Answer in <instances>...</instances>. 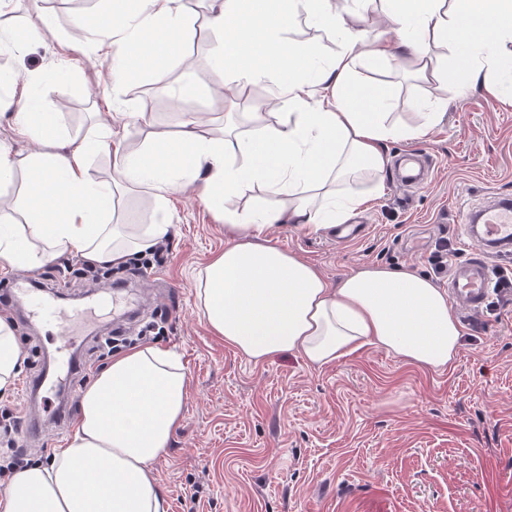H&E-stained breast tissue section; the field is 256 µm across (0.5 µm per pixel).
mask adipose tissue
<instances>
[{
  "instance_id": "ef3b65f1",
  "label": "adipose tissue",
  "mask_w": 512,
  "mask_h": 512,
  "mask_svg": "<svg viewBox=\"0 0 512 512\" xmlns=\"http://www.w3.org/2000/svg\"><path fill=\"white\" fill-rule=\"evenodd\" d=\"M347 0H222L207 26L217 36L212 69L224 104L234 107L242 85L271 81L273 109L251 115L245 136H198L205 119L190 115L179 136H156L133 158H123L116 180L163 209L169 194L199 189L200 201L254 187L277 196L226 216L228 240L198 272L196 297L209 330L248 361L259 364L285 352L323 368L370 343L405 362L443 370L455 360L461 336L448 296L429 278L371 264L330 283L318 267L273 245L266 232L291 224L317 232L344 223L362 203L340 185L351 174L381 173L382 145L413 139L420 128L392 124L391 85L360 81L361 59L414 67L426 76L432 50L450 49L462 81L495 73L488 86L512 98V0H387L394 40L365 45L345 26ZM179 0H117L92 21L106 76L93 91L109 98L137 71L155 77L165 93L180 29L189 21ZM337 31L332 62L315 66L286 36L299 16ZM316 73L323 93L312 97L307 76ZM290 111H281V104ZM20 134L39 150L16 158L0 141V186L24 167L28 190L15 210H0V267H33L62 252L118 265L167 236L166 221L122 235L107 218L114 207L111 183L91 182L87 156L109 150L111 127L100 125L78 149L54 151L61 137L57 113L41 99L22 100L15 114ZM187 377L174 355L153 346L113 358L81 398V416L67 447L49 464H36L0 490V512H163L152 461L166 448L184 415Z\"/></svg>"
}]
</instances>
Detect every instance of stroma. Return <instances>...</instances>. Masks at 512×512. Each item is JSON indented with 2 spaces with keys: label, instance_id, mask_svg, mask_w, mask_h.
Here are the masks:
<instances>
[{
  "label": "stroma",
  "instance_id": "stroma-1",
  "mask_svg": "<svg viewBox=\"0 0 512 512\" xmlns=\"http://www.w3.org/2000/svg\"><path fill=\"white\" fill-rule=\"evenodd\" d=\"M193 26L181 34V53L191 67L172 66V91L157 94L151 73L132 76L116 90L126 111L141 121H116L122 152L89 157L85 168L95 182L111 181L122 156L144 151L156 132L181 131L185 118L210 112L206 136L219 138L226 123L246 129L250 113L263 109L265 84H253L234 113L214 96V39L205 30L206 0H181ZM99 0H5L0 32L19 45L0 49V70L16 74L7 93L25 97L28 73L60 61L74 63L72 76L50 84L45 104L61 116L56 149L73 151L107 109L88 99L105 68L93 35L75 29L77 17L92 18ZM53 18L58 39L35 41L42 15ZM287 36L310 49L317 64L332 60L340 37L297 18ZM362 80L390 81L398 95L391 119L414 127L423 113L438 112L440 122L416 139L390 140L382 152L383 194L370 180L343 183V191L362 194L354 212L367 226L355 241L339 244L331 233L283 226L271 233L274 244L315 264L332 281L360 266L381 264L432 276L428 257L436 241L448 238L456 259L472 248L461 235L457 211L496 193L512 194V103L492 97L485 77L469 85L455 79L421 82L401 72L360 61ZM424 163L427 179L410 195L394 185L395 168L406 151ZM266 194L255 189L227 198L222 208L200 203L192 191L169 195L165 212L137 190L120 194L115 224L170 223L165 263L141 272L125 271L121 291L68 277L53 278L56 266L79 268L81 256L66 253L31 270L48 274L43 300L64 296L65 310L93 308L97 318L62 335L58 326L32 319L26 308L0 303L12 322L25 356L11 392L0 393V410L27 416L45 409L40 436L21 427L18 439L34 463L66 447L80 417L83 389L63 362L77 356L94 379L104 367L93 355L96 337L125 325L137 335L160 314L168 320L156 346L175 353L185 368L188 389L184 417L152 469L167 512H512V305L461 319L459 352L449 368H420L367 344L336 364L314 368L296 353L255 364L212 336L202 319L195 278L223 249L225 212H242ZM48 369L59 385L35 398L32 382Z\"/></svg>",
  "mask_w": 512,
  "mask_h": 512
}]
</instances>
